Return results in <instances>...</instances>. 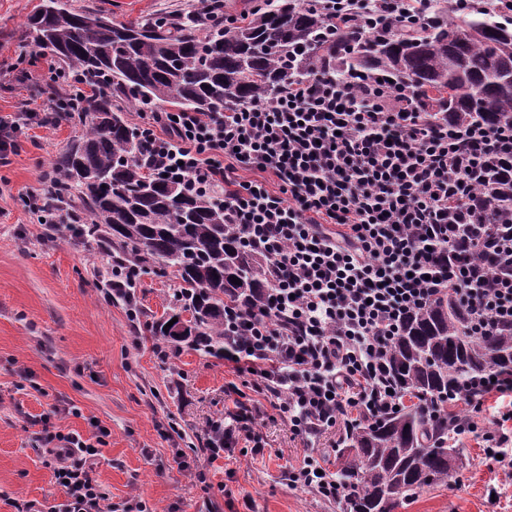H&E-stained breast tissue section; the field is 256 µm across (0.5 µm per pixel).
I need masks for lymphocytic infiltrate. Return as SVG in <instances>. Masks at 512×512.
I'll return each instance as SVG.
<instances>
[{
    "instance_id": "1",
    "label": "lymphocytic infiltrate",
    "mask_w": 512,
    "mask_h": 512,
    "mask_svg": "<svg viewBox=\"0 0 512 512\" xmlns=\"http://www.w3.org/2000/svg\"><path fill=\"white\" fill-rule=\"evenodd\" d=\"M409 0H302L340 20L364 22L379 9L386 24ZM50 113L0 116V165L24 128L59 123L85 101L86 78L52 69ZM139 133L154 175L180 179L215 197L239 226L268 281L263 312L224 307V359L253 373L290 432L306 440L332 428L350 432L364 414L404 402L386 371L403 319L441 291L469 313L473 333L512 322V277L457 257L492 250L512 266V209L498 222L480 203L512 186V128L461 127L424 112L411 88L358 71L343 82L314 77L266 102L232 112L150 113ZM502 162L499 181L482 182ZM255 172L240 181L239 169ZM478 397L500 406L487 424L467 418L456 434L480 438L498 470L512 474V377H482ZM234 393L236 385H228ZM224 446L251 442L257 404L236 397ZM43 463L62 483L59 512H121L96 478L98 448L75 432L48 435ZM294 484L339 497L333 473L306 457Z\"/></svg>"
}]
</instances>
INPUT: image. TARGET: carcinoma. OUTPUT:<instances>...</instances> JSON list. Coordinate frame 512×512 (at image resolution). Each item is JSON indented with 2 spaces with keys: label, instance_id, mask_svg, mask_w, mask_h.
<instances>
[{
  "label": "carcinoma",
  "instance_id": "obj_1",
  "mask_svg": "<svg viewBox=\"0 0 512 512\" xmlns=\"http://www.w3.org/2000/svg\"><path fill=\"white\" fill-rule=\"evenodd\" d=\"M26 27L37 47L100 83L77 114L79 134L53 160L66 189L58 209L79 200L89 222L73 232L112 266L172 269L179 308L155 323L154 335L219 360L224 304L257 310L268 283L240 229L225 223L223 204L149 172L126 112L161 103L226 112L267 101L291 82L317 74L341 81L359 68L410 84L424 111L446 112L450 123L512 126V20L471 2L430 0L425 19L408 16L361 38L300 0H267L230 29L180 19L125 23L43 0ZM174 318L187 333L164 330ZM387 366L417 403L365 420L345 438L334 472L341 512H396L448 482L459 453L448 399L466 393L472 378L512 372V324L476 336L467 310L441 295L405 318ZM433 398L440 409L428 406Z\"/></svg>",
  "mask_w": 512,
  "mask_h": 512
}]
</instances>
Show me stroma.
Returning a JSON list of instances; mask_svg holds the SVG:
<instances>
[{
	"mask_svg": "<svg viewBox=\"0 0 512 512\" xmlns=\"http://www.w3.org/2000/svg\"><path fill=\"white\" fill-rule=\"evenodd\" d=\"M41 0H0V115L46 112L52 59L37 53L25 22ZM77 12L123 22L172 18L199 10V0H67ZM72 122L32 126L0 165V512L38 502L53 512L62 488L41 457V419L55 429L93 438L97 479L113 504L138 496L151 512H340L337 503L294 486L289 474L318 454L333 468L329 438L307 444L293 436L268 401L257 428L263 453L233 445L211 457L196 436L208 420L232 409L224 388H245L252 376L230 363L154 336L168 311L173 273L152 268L134 290L137 314L109 301L101 288L107 261L95 243L47 240L22 197L38 191L55 156L75 137ZM76 414H69V407ZM460 454L448 484L424 489L398 512H512V477L486 459L474 437H456ZM207 474L199 483L193 470Z\"/></svg>",
	"mask_w": 512,
	"mask_h": 512,
	"instance_id": "35a3bbf8",
	"label": "stroma"
}]
</instances>
